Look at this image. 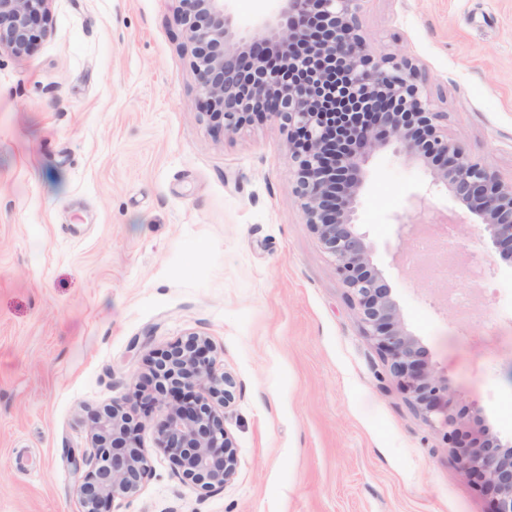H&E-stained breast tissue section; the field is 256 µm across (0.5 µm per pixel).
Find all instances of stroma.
I'll use <instances>...</instances> for the list:
<instances>
[{
	"mask_svg": "<svg viewBox=\"0 0 512 512\" xmlns=\"http://www.w3.org/2000/svg\"><path fill=\"white\" fill-rule=\"evenodd\" d=\"M176 0H53L27 54L0 51V512H81L70 452L97 411L150 394L146 361L189 333L232 380L223 488L182 479L143 416L150 473L110 512H490L362 334L305 223L286 136L201 114ZM377 53L428 78L442 125L512 179V0H364ZM428 175L373 157L358 221L438 376L512 439V266ZM422 195L414 206V195ZM455 223V279L399 248L395 216ZM496 273L474 279L475 259ZM468 291L467 313L446 289Z\"/></svg>",
	"mask_w": 512,
	"mask_h": 512,
	"instance_id": "obj_1",
	"label": "stroma"
}]
</instances>
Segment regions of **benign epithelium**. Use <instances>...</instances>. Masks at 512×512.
<instances>
[{
	"instance_id": "1",
	"label": "benign epithelium",
	"mask_w": 512,
	"mask_h": 512,
	"mask_svg": "<svg viewBox=\"0 0 512 512\" xmlns=\"http://www.w3.org/2000/svg\"><path fill=\"white\" fill-rule=\"evenodd\" d=\"M51 2L0 0V49L29 52L47 33ZM176 2L202 114L226 135L256 119L279 124L302 216L349 289L363 335L424 422L442 433L460 471L491 496L493 512H512V441L494 435L480 411L457 410L448 379L429 367L357 224L365 165L391 148L427 171V191L445 192L475 216L511 263L512 181L470 160L463 144L448 137L445 113L436 111L410 58L373 52L361 22L363 0H276V10L245 36L226 0ZM394 221L399 246L410 247L415 224ZM211 349L208 338L191 333L149 365L148 400L167 411L161 442L182 475L204 491L224 486L238 464L217 414L230 404L232 381L217 371ZM136 408L115 403L98 412L90 428L93 454L70 458L81 512H109L111 501L136 493L149 475L132 431L143 426Z\"/></svg>"
}]
</instances>
